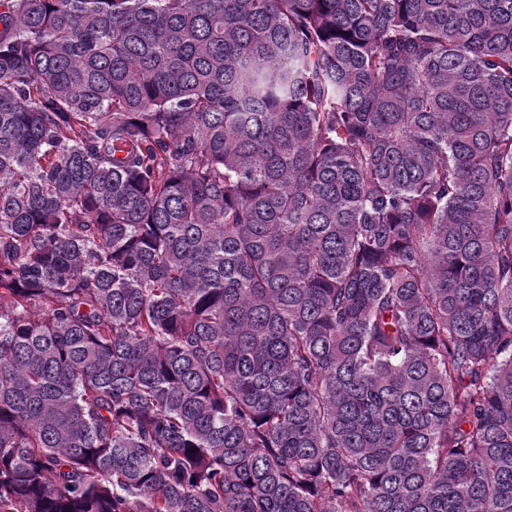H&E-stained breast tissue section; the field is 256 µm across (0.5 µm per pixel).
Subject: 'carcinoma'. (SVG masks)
Masks as SVG:
<instances>
[{
  "label": "carcinoma",
  "mask_w": 512,
  "mask_h": 512,
  "mask_svg": "<svg viewBox=\"0 0 512 512\" xmlns=\"http://www.w3.org/2000/svg\"><path fill=\"white\" fill-rule=\"evenodd\" d=\"M0 6V512H512V0Z\"/></svg>",
  "instance_id": "1"
}]
</instances>
